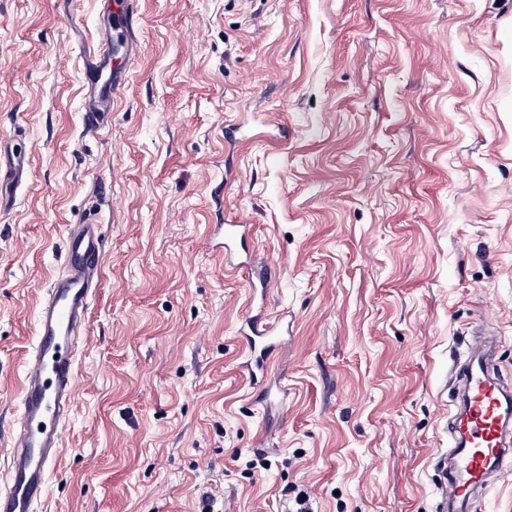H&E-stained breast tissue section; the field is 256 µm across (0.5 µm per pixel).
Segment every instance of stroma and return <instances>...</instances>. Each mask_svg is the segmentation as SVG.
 Returning a JSON list of instances; mask_svg holds the SVG:
<instances>
[{
  "mask_svg": "<svg viewBox=\"0 0 512 512\" xmlns=\"http://www.w3.org/2000/svg\"><path fill=\"white\" fill-rule=\"evenodd\" d=\"M0 0V464L68 224L106 241L38 512H436L473 329L512 386V0ZM133 14L112 120L81 44ZM251 234L225 256L216 227ZM285 318L263 383L245 323ZM112 38L103 35L95 46L83 48V66L85 73L89 72L97 79L88 81V89L83 94L81 112L83 126L89 130L98 131L108 124L112 114V90L104 91V86L109 83V90L112 83L115 85L116 76L108 78L105 84L97 89L104 70L109 68L111 58Z\"/></svg>",
  "mask_w": 512,
  "mask_h": 512,
  "instance_id": "1",
  "label": "stroma"
}]
</instances>
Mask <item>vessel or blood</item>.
Returning a JSON list of instances; mask_svg holds the SVG:
<instances>
[{
    "label": "vessel or blood",
    "instance_id": "obj_1",
    "mask_svg": "<svg viewBox=\"0 0 512 512\" xmlns=\"http://www.w3.org/2000/svg\"><path fill=\"white\" fill-rule=\"evenodd\" d=\"M111 37L84 48L86 72L103 74L111 58ZM85 128L105 127L112 114L111 92L89 83L82 97ZM97 215L89 214L70 225L62 254V271L51 282L37 314V336L23 375L19 408L11 424L10 452L5 479L0 482V512H36L46 497L49 474L57 461L66 419L77 387V355L83 343L87 318L102 277L105 251ZM246 336L249 372L266 369L288 329L283 322L251 323ZM485 342L472 346L461 371L466 388V408L458 429L465 442L448 448L451 466L441 486L443 502L455 512H468L475 494L486 487L512 446L505 437L503 414L508 392L493 377Z\"/></svg>",
    "mask_w": 512,
    "mask_h": 512
}]
</instances>
